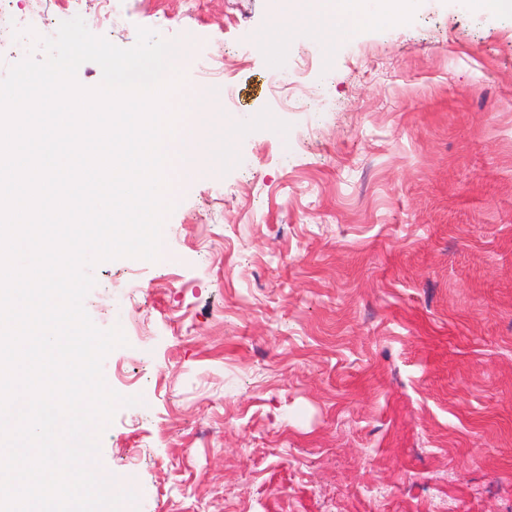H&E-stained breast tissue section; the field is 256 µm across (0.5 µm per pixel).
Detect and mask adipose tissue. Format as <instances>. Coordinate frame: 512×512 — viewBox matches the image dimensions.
Returning a JSON list of instances; mask_svg holds the SVG:
<instances>
[{
  "instance_id": "adipose-tissue-1",
  "label": "adipose tissue",
  "mask_w": 512,
  "mask_h": 512,
  "mask_svg": "<svg viewBox=\"0 0 512 512\" xmlns=\"http://www.w3.org/2000/svg\"><path fill=\"white\" fill-rule=\"evenodd\" d=\"M416 7V0H312L311 9L332 20L338 31L353 34L406 17Z\"/></svg>"
}]
</instances>
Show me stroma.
I'll return each instance as SVG.
<instances>
[{
    "instance_id": "35a3bbf8",
    "label": "stroma",
    "mask_w": 512,
    "mask_h": 512,
    "mask_svg": "<svg viewBox=\"0 0 512 512\" xmlns=\"http://www.w3.org/2000/svg\"><path fill=\"white\" fill-rule=\"evenodd\" d=\"M21 54L79 16L217 93L164 255L92 269L139 397L123 512H512V13L419 0L352 36L282 0H0Z\"/></svg>"
}]
</instances>
